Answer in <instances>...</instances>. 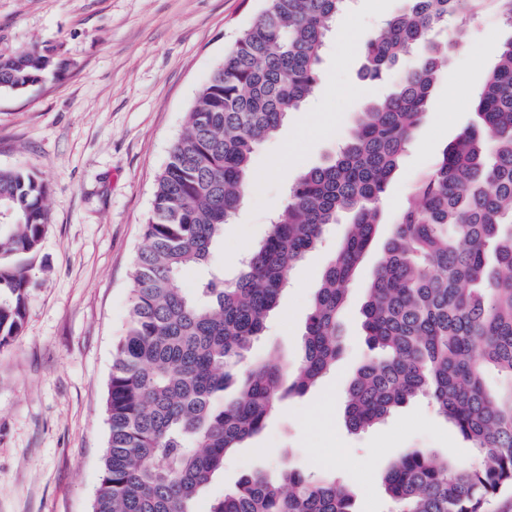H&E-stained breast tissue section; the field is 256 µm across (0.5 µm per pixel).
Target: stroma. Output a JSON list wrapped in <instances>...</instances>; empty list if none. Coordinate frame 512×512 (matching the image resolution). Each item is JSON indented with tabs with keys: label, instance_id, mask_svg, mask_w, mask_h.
Masks as SVG:
<instances>
[{
	"label": "stroma",
	"instance_id": "obj_1",
	"mask_svg": "<svg viewBox=\"0 0 512 512\" xmlns=\"http://www.w3.org/2000/svg\"><path fill=\"white\" fill-rule=\"evenodd\" d=\"M403 4L350 0L336 20L314 93L252 155L251 188L213 252L225 278L267 234L298 176L333 155L365 101L388 91L389 82L362 80L363 45ZM262 7L263 0H0V53L38 44L54 49L60 63L24 92H0V169L40 176L50 216L25 260L34 281L25 323L0 345V512H92L108 440L113 348L125 331L130 272L156 176L198 91ZM511 37L499 0H480L466 29L449 22L443 38L454 48L390 184L380 240L445 146L477 124L475 95L495 62L487 45ZM347 230L328 226L322 246L292 271L251 362L299 363L322 272ZM380 257L373 245L350 285L335 370L225 457L200 512L244 473L274 475L287 464L338 472L359 512H385L382 477L408 449L443 456L462 448L422 398L367 430L345 424L342 392L368 354L362 309Z\"/></svg>",
	"mask_w": 512,
	"mask_h": 512
}]
</instances>
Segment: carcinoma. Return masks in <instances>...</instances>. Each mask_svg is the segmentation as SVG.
Returning <instances> with one entry per match:
<instances>
[{
  "instance_id": "1",
  "label": "carcinoma",
  "mask_w": 512,
  "mask_h": 512,
  "mask_svg": "<svg viewBox=\"0 0 512 512\" xmlns=\"http://www.w3.org/2000/svg\"><path fill=\"white\" fill-rule=\"evenodd\" d=\"M348 0H265L200 89L156 179L132 269L126 334L105 400L109 429L94 512H197L224 458L258 435L282 402L325 377L343 351L347 285L384 223L387 189L422 125L450 45L433 33L466 25L477 0H405L364 44L363 78L390 91L366 101L333 158L300 174L237 278L207 265L250 185L255 148L301 110L319 80L327 34ZM58 68L53 50L0 54V92L20 93ZM477 125L443 150L396 218L363 306L367 358L345 393L354 431L424 395L471 454L442 460L411 448L383 477L389 512H486L512 492V40L488 72ZM47 185L0 169V345L18 335L31 298L21 259L47 225ZM350 228L307 318L293 377L288 362L247 364L295 265L340 216ZM248 365L235 395L215 404ZM503 380L488 387V374ZM209 512H356L330 473L255 471Z\"/></svg>"
}]
</instances>
